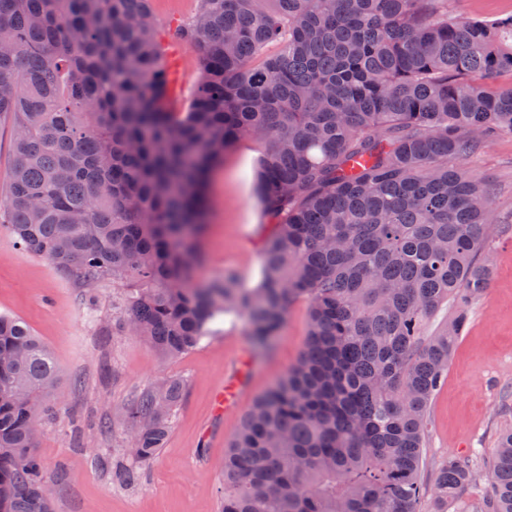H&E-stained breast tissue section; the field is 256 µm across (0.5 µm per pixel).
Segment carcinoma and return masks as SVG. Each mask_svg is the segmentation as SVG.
Returning a JSON list of instances; mask_svg holds the SVG:
<instances>
[{
	"mask_svg": "<svg viewBox=\"0 0 512 512\" xmlns=\"http://www.w3.org/2000/svg\"><path fill=\"white\" fill-rule=\"evenodd\" d=\"M161 30L151 0H0V127L11 134L0 214L16 244L78 286L124 289L122 328L174 358L244 312L256 353L298 299V363L243 416L224 457L222 512H419L427 407L470 304L494 206L468 166L512 136V15H448V0H198ZM200 76L173 104L164 44ZM244 134L271 230L257 287L197 283L205 190ZM455 164H448V160ZM455 318L425 324L446 301ZM47 347L0 314V512H52L29 426L55 386ZM183 386L126 409L134 457L165 447ZM479 512H512V432ZM450 457L438 507L475 483Z\"/></svg>",
	"mask_w": 512,
	"mask_h": 512,
	"instance_id": "cac0c4a2",
	"label": "carcinoma"
}]
</instances>
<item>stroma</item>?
Wrapping results in <instances>:
<instances>
[{
	"mask_svg": "<svg viewBox=\"0 0 512 512\" xmlns=\"http://www.w3.org/2000/svg\"><path fill=\"white\" fill-rule=\"evenodd\" d=\"M176 67L177 109L195 91L199 70L192 49L167 50ZM263 139L243 136L219 163L207 187V226L196 280L225 271L243 285L261 277L268 230L255 193ZM476 172L494 187L495 224L481 258L492 272L475 301L449 360L448 374L428 406L422 478L433 485L439 464L469 457L480 477L448 512H464L490 488L487 478L498 435L512 428V137L488 140L474 157ZM119 289L78 287L47 259L15 245L0 220V314L24 321L50 350L59 379L44 400L50 419L34 451L45 465L53 512H220L224 455L243 415L298 362L308 330L307 300L294 302L273 346L255 356L246 315L220 316L212 332L183 356L168 360L138 337L120 332L112 303ZM242 381L232 407L215 410V396L230 376ZM168 380L183 395L169 416L164 448L149 462L129 450L123 409L141 392ZM135 469V482L115 472Z\"/></svg>",
	"mask_w": 512,
	"mask_h": 512,
	"instance_id": "obj_1",
	"label": "stroma"
}]
</instances>
